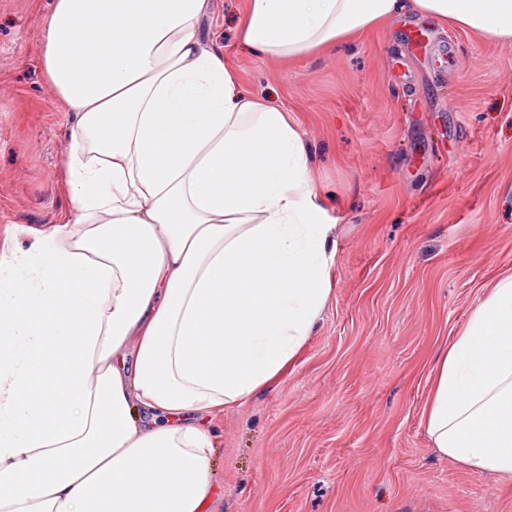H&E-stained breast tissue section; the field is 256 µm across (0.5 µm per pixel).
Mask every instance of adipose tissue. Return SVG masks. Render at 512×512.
<instances>
[{
	"mask_svg": "<svg viewBox=\"0 0 512 512\" xmlns=\"http://www.w3.org/2000/svg\"><path fill=\"white\" fill-rule=\"evenodd\" d=\"M211 6L53 0L39 66L74 115L69 207L0 253V512H208L205 415L278 378L329 301L308 147L200 39ZM408 13L512 43V0H247L239 43L295 62ZM426 428L512 475V275L442 357Z\"/></svg>",
	"mask_w": 512,
	"mask_h": 512,
	"instance_id": "ef3b65f1",
	"label": "adipose tissue"
}]
</instances>
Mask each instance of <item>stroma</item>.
Returning a JSON list of instances; mask_svg holds the SVG:
<instances>
[{
    "label": "stroma",
    "instance_id": "obj_1",
    "mask_svg": "<svg viewBox=\"0 0 512 512\" xmlns=\"http://www.w3.org/2000/svg\"><path fill=\"white\" fill-rule=\"evenodd\" d=\"M50 2L0 0V240L68 202ZM244 9L212 0L200 37L296 118L338 249L297 360L210 421L216 512H512L511 476L442 458L425 426L436 358L512 275V45L408 15L288 64L240 47Z\"/></svg>",
    "mask_w": 512,
    "mask_h": 512
}]
</instances>
